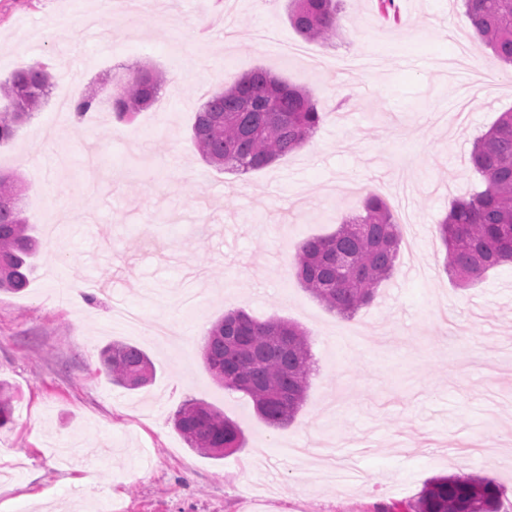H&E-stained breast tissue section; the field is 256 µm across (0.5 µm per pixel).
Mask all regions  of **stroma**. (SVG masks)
<instances>
[{"label": "stroma", "instance_id": "35a3bbf8", "mask_svg": "<svg viewBox=\"0 0 512 512\" xmlns=\"http://www.w3.org/2000/svg\"><path fill=\"white\" fill-rule=\"evenodd\" d=\"M342 0L325 42L303 39L289 0H0V79L52 62L76 99L149 63L166 75L131 122L108 108L83 123L49 95L0 171L23 189L39 240L24 290L0 291V380L16 398L0 428V512H374L435 476L493 480L512 512V266L459 285L436 225L450 201L483 188L475 139L512 109V68L475 47L460 0ZM361 54H352L353 45ZM261 67L311 90L325 114L311 148L240 174L201 160L197 108L224 82ZM390 204L410 249L352 317L297 281L299 244L362 210ZM95 301L55 297L69 279ZM121 300L135 332L114 324ZM281 317L310 338L314 371L294 422L269 427L250 399L224 390L203 359L224 313ZM167 319L162 346L144 330ZM113 341L153 360L152 385L127 391L98 369ZM188 399L223 411L246 445L221 459L188 447L171 418ZM489 443L487 455L469 445Z\"/></svg>", "mask_w": 512, "mask_h": 512}]
</instances>
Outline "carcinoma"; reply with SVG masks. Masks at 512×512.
I'll return each instance as SVG.
<instances>
[{
	"mask_svg": "<svg viewBox=\"0 0 512 512\" xmlns=\"http://www.w3.org/2000/svg\"><path fill=\"white\" fill-rule=\"evenodd\" d=\"M377 4L383 21L399 22L395 0ZM463 7L482 43L512 67V0H463ZM339 14L340 0H290L288 20L305 40L318 42L336 34ZM51 79L49 64L37 61L0 80V96L7 101L0 110V144L11 141L41 106ZM163 81V72L148 64L128 70L109 109L120 120L132 118L153 105ZM100 107L97 93L90 91L70 112L82 122ZM321 120L310 91L255 68L206 98L195 113L192 142L208 164L247 173L302 147ZM471 160L484 189L453 199L436 225L447 248L445 268L460 284L512 264V110L475 140ZM20 196L16 180L0 173V290L12 292L28 286L36 249ZM401 237L389 204L369 194L363 212L345 218L332 234L303 242L292 268L328 310L350 317L393 275ZM203 357L213 378L248 396L268 425L282 428L294 421L313 371L309 339L298 326L230 311L211 326ZM100 364L113 385L128 390L146 386L154 376L149 356L127 343L105 346ZM12 421L13 398L0 383V428ZM172 422L188 447L214 459L244 447L240 428L202 401H185ZM375 512H502L501 492L489 479L458 473L428 480L403 509L393 503Z\"/></svg>",
	"mask_w": 512,
	"mask_h": 512,
	"instance_id": "obj_1",
	"label": "carcinoma"
}]
</instances>
